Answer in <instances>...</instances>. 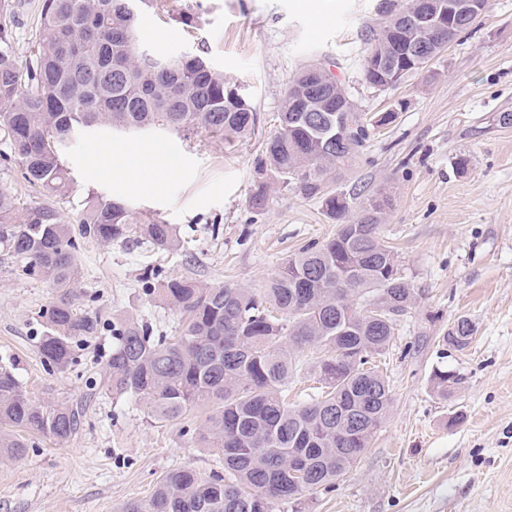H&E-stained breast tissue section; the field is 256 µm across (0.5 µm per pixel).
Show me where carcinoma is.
<instances>
[{"instance_id": "carcinoma-1", "label": "carcinoma", "mask_w": 512, "mask_h": 512, "mask_svg": "<svg viewBox=\"0 0 512 512\" xmlns=\"http://www.w3.org/2000/svg\"><path fill=\"white\" fill-rule=\"evenodd\" d=\"M132 0H44L37 48L21 65L0 48V133L23 178L49 197L66 198L70 175L62 148L79 131L152 127L186 136L211 134L227 141L255 133L257 112L241 87L224 80L201 54L144 59L138 14ZM399 15L368 27L363 75L373 82L369 55ZM318 69L324 79L321 123L295 103ZM345 87L319 64L299 71L280 112V131L269 139L258 174L272 173L307 198L317 199L336 235L288 255L265 288L203 284L155 269L143 294L160 296L183 315L174 336L133 319L112 324V353L104 385L114 395L143 402L158 422L181 419L207 406L198 444L218 455L206 477L191 467L166 472L150 497L122 512H274L280 501L306 490L331 489L361 458L387 417L392 394L370 358L389 346L398 318L412 308L416 292L398 255L379 233L377 214L389 207L382 193L336 192L341 176L386 119L350 114L336 130V106ZM144 240L176 253V229L134 216L124 203L93 196L79 228L60 222L49 205L20 213L0 192V249L11 272L56 288L55 301L35 312L44 364L64 371L99 330L74 289L82 242ZM476 328L453 322L446 342L462 350ZM318 351L315 373L320 397L291 406L282 393L304 354ZM439 392L457 384L437 368ZM82 410L68 403L45 406L29 395L11 360L0 359V457L24 455L25 436L57 442L81 425Z\"/></svg>"}]
</instances>
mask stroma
I'll list each match as a JSON object with an SVG mask.
<instances>
[{
	"label": "stroma",
	"mask_w": 512,
	"mask_h": 512,
	"mask_svg": "<svg viewBox=\"0 0 512 512\" xmlns=\"http://www.w3.org/2000/svg\"><path fill=\"white\" fill-rule=\"evenodd\" d=\"M42 3L11 0L6 44L18 62L36 47ZM378 4L167 0L162 11L141 8L143 48L168 59L203 51L226 81L245 88L258 116L247 139L87 129L64 152L73 190L63 199L31 188L0 140V191L18 210L49 204L75 225L85 198L103 196L174 225L182 240L174 254L142 242L83 244L77 289L101 329L63 372L44 369L33 320L55 288L17 278L0 253V358L18 360V377L36 401L84 407L69 439L40 437L21 459H0V512H119L146 500L171 469H214V453L197 447L183 423L154 421L134 397L102 386L112 321L131 316L167 333L178 328V312L143 295L147 271L259 290L287 255L335 235L320 203L295 187L273 186L260 209L250 201L285 90L314 61L345 84L366 116L397 111L394 123L371 131L335 186L389 192L381 233L418 298L376 359L393 402L362 459L332 490L303 492L275 512H512V124L499 121L512 113V0H490L429 71L386 90L362 74V34L380 23ZM185 14L192 25L182 23ZM129 142L165 144L170 169L142 182L111 169L103 150ZM461 316L476 334L459 351L444 336ZM439 366L460 377L445 395L431 382Z\"/></svg>",
	"instance_id": "1"
}]
</instances>
